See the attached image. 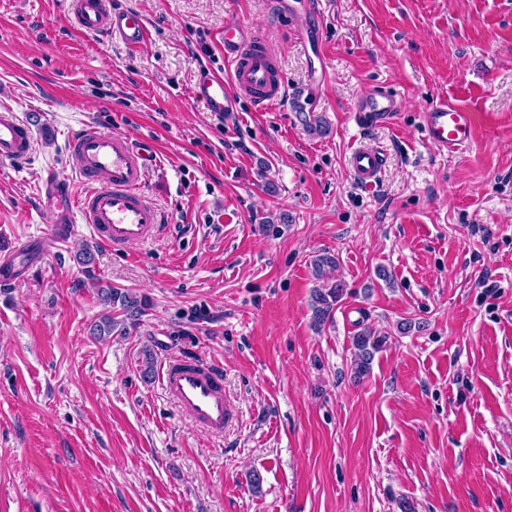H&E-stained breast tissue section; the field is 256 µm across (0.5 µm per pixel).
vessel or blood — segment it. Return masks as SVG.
I'll return each mask as SVG.
<instances>
[{"instance_id":"1","label":"vessel or blood","mask_w":512,"mask_h":512,"mask_svg":"<svg viewBox=\"0 0 512 512\" xmlns=\"http://www.w3.org/2000/svg\"><path fill=\"white\" fill-rule=\"evenodd\" d=\"M68 15L76 31L119 36L130 50H139L151 38L147 23L137 14L114 10L112 0H69ZM226 76L205 75L192 89L193 97L210 112H233L240 98H248L264 112L282 102L286 87L274 51L257 29L232 23L224 27ZM403 102L392 92L373 86L355 101L356 122L363 125L394 123ZM429 143L441 150H459L474 136L472 112L447 101L430 104L422 115ZM32 136L14 109L0 106V162L29 159ZM153 150L135 145L128 137L87 125L68 142L72 170L84 185L74 193L67 181L54 175L43 180L44 196L57 211L59 223L76 221L92 226L99 241L124 250L152 238L161 228L160 209L142 187ZM348 166L363 187H373L383 166L381 154L368 147L353 150ZM163 387L198 425L223 433L237 419L234 404L224 393V382L213 365L202 361L170 360L162 369Z\"/></svg>"}]
</instances>
